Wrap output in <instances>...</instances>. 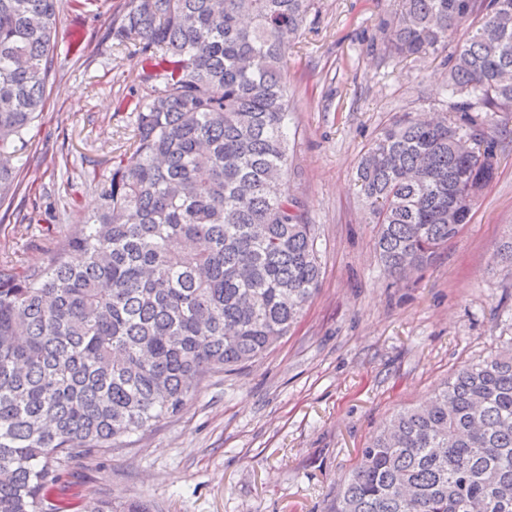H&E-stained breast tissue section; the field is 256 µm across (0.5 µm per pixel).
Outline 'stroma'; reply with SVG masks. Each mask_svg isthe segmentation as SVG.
I'll return each instance as SVG.
<instances>
[{
  "instance_id": "stroma-1",
  "label": "stroma",
  "mask_w": 512,
  "mask_h": 512,
  "mask_svg": "<svg viewBox=\"0 0 512 512\" xmlns=\"http://www.w3.org/2000/svg\"><path fill=\"white\" fill-rule=\"evenodd\" d=\"M127 0H61L46 105L19 152L23 188L0 204V258L46 264L53 243L99 205L144 95L140 56L116 46ZM288 52L289 196L315 226L319 289L265 354L208 377L178 415L77 467L59 494L81 505L138 499L158 512H331L370 436L422 405L461 365L512 343V112L492 137L498 174L469 224L424 270L394 281L355 184L357 164L393 118L432 113L447 53L391 58L396 0H318Z\"/></svg>"
}]
</instances>
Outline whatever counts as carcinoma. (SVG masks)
<instances>
[{"label":"carcinoma","instance_id":"obj_1","mask_svg":"<svg viewBox=\"0 0 512 512\" xmlns=\"http://www.w3.org/2000/svg\"><path fill=\"white\" fill-rule=\"evenodd\" d=\"M315 0H128L112 38L145 95L133 151L48 263L0 261V512H68L70 464L176 416L216 372L288 335L319 286L288 176V49ZM59 0H0V203L43 112ZM455 116L386 124L358 182L389 275L456 238L498 170L512 109V0H399L386 49L448 50ZM91 512H154L99 499ZM331 512H512V346L462 366L361 449Z\"/></svg>","mask_w":512,"mask_h":512}]
</instances>
